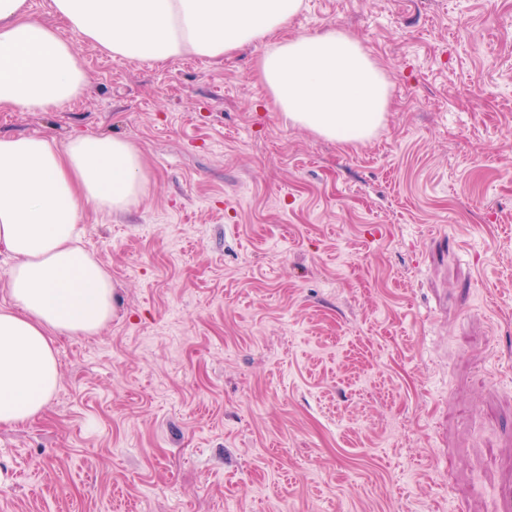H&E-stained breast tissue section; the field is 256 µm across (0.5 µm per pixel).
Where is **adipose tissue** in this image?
Listing matches in <instances>:
<instances>
[{
	"label": "adipose tissue",
	"instance_id": "ef3b65f1",
	"mask_svg": "<svg viewBox=\"0 0 512 512\" xmlns=\"http://www.w3.org/2000/svg\"><path fill=\"white\" fill-rule=\"evenodd\" d=\"M302 0H53L55 22L31 16L28 0H0V110L43 112L87 85L73 39L114 59L165 63L220 60L253 44L269 103L290 125L331 141L366 143L382 125L389 81L361 44L330 27L276 40ZM147 182L131 141L84 134L59 142L0 135V245L14 263L0 278V425L38 417L60 382L52 333L89 336L111 321L116 288L80 246L90 205L120 212Z\"/></svg>",
	"mask_w": 512,
	"mask_h": 512
}]
</instances>
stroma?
Here are the masks:
<instances>
[{"label": "stroma", "mask_w": 512, "mask_h": 512, "mask_svg": "<svg viewBox=\"0 0 512 512\" xmlns=\"http://www.w3.org/2000/svg\"><path fill=\"white\" fill-rule=\"evenodd\" d=\"M386 72L366 144L287 124L255 70L114 60L0 135L132 141L127 211L80 212L119 307L53 334L0 426V512H512V0H303Z\"/></svg>", "instance_id": "35a3bbf8"}]
</instances>
